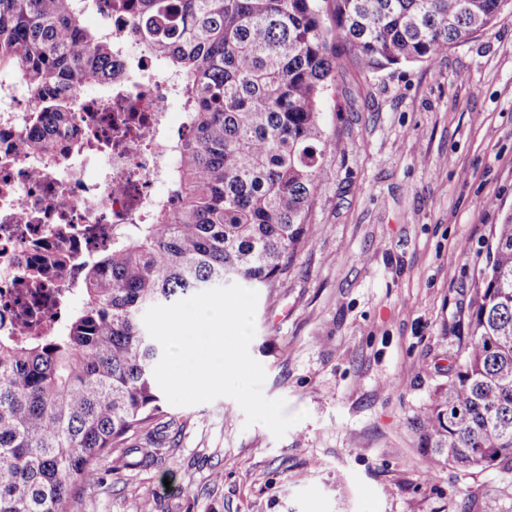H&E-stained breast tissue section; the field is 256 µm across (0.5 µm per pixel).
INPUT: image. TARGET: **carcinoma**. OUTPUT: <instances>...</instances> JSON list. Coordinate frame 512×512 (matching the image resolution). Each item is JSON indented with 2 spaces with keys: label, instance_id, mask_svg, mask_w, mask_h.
Returning <instances> with one entry per match:
<instances>
[{
  "label": "carcinoma",
  "instance_id": "1",
  "mask_svg": "<svg viewBox=\"0 0 512 512\" xmlns=\"http://www.w3.org/2000/svg\"><path fill=\"white\" fill-rule=\"evenodd\" d=\"M87 0H0V75L33 97L19 154L50 155L41 131L72 92L112 84V53L139 42L187 77L192 137L174 169L178 207L80 262V306L63 329L0 336V512H73L79 484L147 422L164 417L161 356L143 315L188 293L279 288L308 241L333 139L320 104L341 53L365 71L431 62L494 26L504 0H120L135 33L83 25ZM71 260L18 278L37 287ZM471 333L417 418L420 448L463 472L512 466V216L495 225Z\"/></svg>",
  "mask_w": 512,
  "mask_h": 512
}]
</instances>
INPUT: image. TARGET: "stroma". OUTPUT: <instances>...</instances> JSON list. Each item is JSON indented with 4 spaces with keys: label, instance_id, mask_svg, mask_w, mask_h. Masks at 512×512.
<instances>
[{
    "label": "stroma",
    "instance_id": "stroma-1",
    "mask_svg": "<svg viewBox=\"0 0 512 512\" xmlns=\"http://www.w3.org/2000/svg\"><path fill=\"white\" fill-rule=\"evenodd\" d=\"M335 148L284 287L260 290L263 394L306 419L275 438L232 398L164 404L129 464L74 512H512V470L462 474L412 427L468 334L495 225L512 215V8L432 62L344 61L322 105Z\"/></svg>",
    "mask_w": 512,
    "mask_h": 512
}]
</instances>
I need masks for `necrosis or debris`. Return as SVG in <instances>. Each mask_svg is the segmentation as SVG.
Here are the masks:
<instances>
[{
    "instance_id": "necrosis-or-debris-1",
    "label": "necrosis or debris",
    "mask_w": 512,
    "mask_h": 512,
    "mask_svg": "<svg viewBox=\"0 0 512 512\" xmlns=\"http://www.w3.org/2000/svg\"><path fill=\"white\" fill-rule=\"evenodd\" d=\"M137 58L141 79H133L123 54L111 87L76 92L77 111L45 132L54 153L49 161L17 153V141L28 134L21 119L31 95L16 82H0L1 336L23 340L33 333L18 267L62 251L88 256L173 206L167 189L173 142L189 129L173 126L167 107L184 79L159 69L147 48ZM80 141L86 147L74 153Z\"/></svg>"
}]
</instances>
